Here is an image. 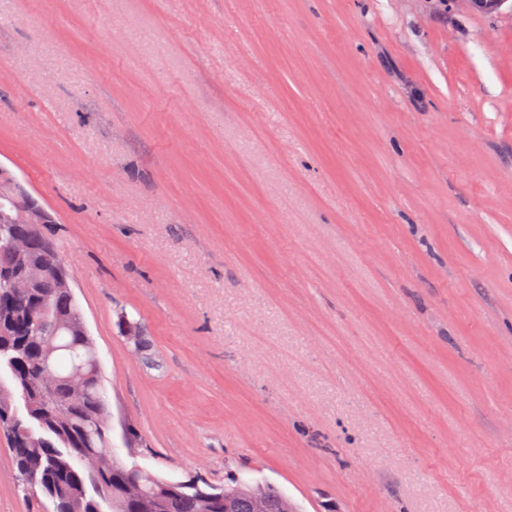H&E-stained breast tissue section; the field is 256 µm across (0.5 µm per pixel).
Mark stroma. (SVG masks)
Masks as SVG:
<instances>
[{"mask_svg": "<svg viewBox=\"0 0 512 512\" xmlns=\"http://www.w3.org/2000/svg\"><path fill=\"white\" fill-rule=\"evenodd\" d=\"M0 165L118 454L296 512H512V0H0ZM50 508L0 434V512Z\"/></svg>", "mask_w": 512, "mask_h": 512, "instance_id": "1", "label": "stroma"}]
</instances>
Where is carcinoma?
Here are the masks:
<instances>
[{"mask_svg": "<svg viewBox=\"0 0 512 512\" xmlns=\"http://www.w3.org/2000/svg\"><path fill=\"white\" fill-rule=\"evenodd\" d=\"M0 197V429L10 441L17 482L39 489L51 512H254L249 487L236 482L222 490L183 485L137 462L123 461L101 420L110 414L96 346L72 294L58 286L55 266L62 263L56 242L33 224L3 219ZM27 238L28 256L20 263L11 243ZM39 269L36 286L13 288L11 276ZM53 371L56 389H42L41 377Z\"/></svg>", "mask_w": 512, "mask_h": 512, "instance_id": "obj_1", "label": "carcinoma"}]
</instances>
